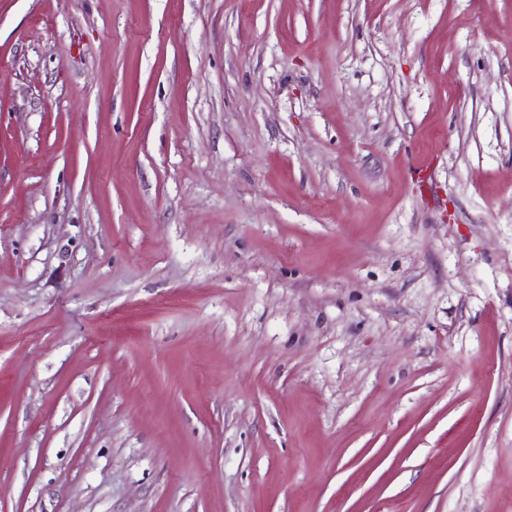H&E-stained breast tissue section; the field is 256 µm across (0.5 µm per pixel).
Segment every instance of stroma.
Returning <instances> with one entry per match:
<instances>
[{"label":"stroma","instance_id":"stroma-1","mask_svg":"<svg viewBox=\"0 0 512 512\" xmlns=\"http://www.w3.org/2000/svg\"><path fill=\"white\" fill-rule=\"evenodd\" d=\"M0 512H512V0H0Z\"/></svg>","mask_w":512,"mask_h":512}]
</instances>
